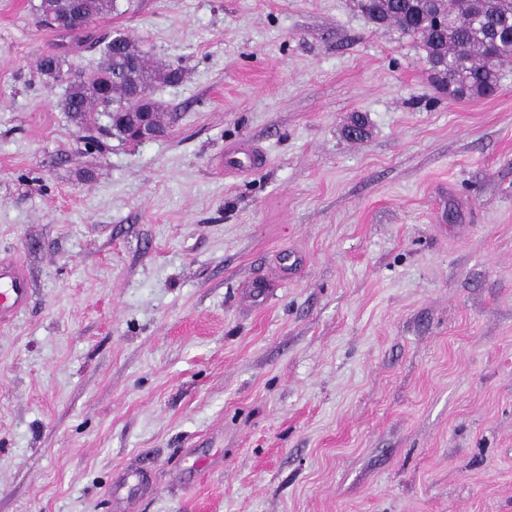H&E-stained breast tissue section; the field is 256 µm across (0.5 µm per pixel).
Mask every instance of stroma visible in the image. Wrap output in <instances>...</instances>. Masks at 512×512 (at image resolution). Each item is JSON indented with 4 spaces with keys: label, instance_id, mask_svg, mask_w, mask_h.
<instances>
[{
    "label": "stroma",
    "instance_id": "1",
    "mask_svg": "<svg viewBox=\"0 0 512 512\" xmlns=\"http://www.w3.org/2000/svg\"><path fill=\"white\" fill-rule=\"evenodd\" d=\"M37 3L0 0V512L133 472L135 512H512V60L460 99L358 0H118L67 66L181 69L136 143L62 112ZM28 278L22 268L13 267L7 275L0 276V318L26 304Z\"/></svg>",
    "mask_w": 512,
    "mask_h": 512
}]
</instances>
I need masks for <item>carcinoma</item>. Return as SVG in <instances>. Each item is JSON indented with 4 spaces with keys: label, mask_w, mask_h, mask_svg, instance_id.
<instances>
[{
    "label": "carcinoma",
    "mask_w": 512,
    "mask_h": 512,
    "mask_svg": "<svg viewBox=\"0 0 512 512\" xmlns=\"http://www.w3.org/2000/svg\"><path fill=\"white\" fill-rule=\"evenodd\" d=\"M369 17L393 23L405 34L419 38L428 63L448 90L461 97L491 95L498 87V65L512 58V41L492 38L489 32L512 29V0H360ZM90 20L116 9V0H77ZM125 55L116 56L107 48L103 68L92 73H74L64 68L65 57L47 54L38 61L40 72L52 81L68 82L63 111L80 122L106 118L113 112L132 108L127 93L112 85V76L125 67L126 59H139L134 76L150 87L157 76L164 81H178L179 73L169 69L164 74L153 71L148 59L123 39ZM109 92L101 94V87Z\"/></svg>",
    "instance_id": "obj_1"
}]
</instances>
